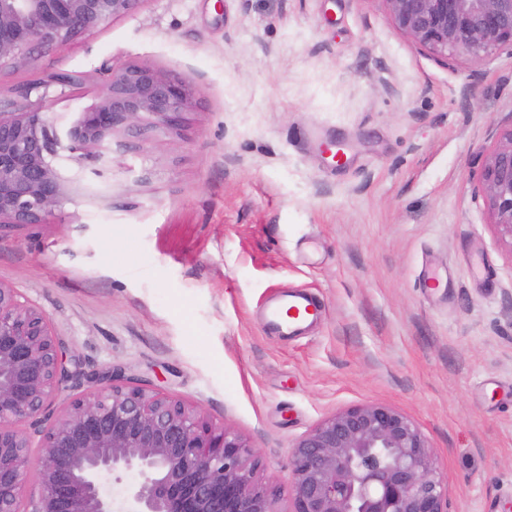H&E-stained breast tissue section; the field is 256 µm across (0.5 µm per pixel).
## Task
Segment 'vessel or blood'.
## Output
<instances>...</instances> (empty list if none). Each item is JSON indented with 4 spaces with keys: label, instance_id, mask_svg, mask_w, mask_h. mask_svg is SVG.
<instances>
[{
    "label": "vessel or blood",
    "instance_id": "b4317fda",
    "mask_svg": "<svg viewBox=\"0 0 512 512\" xmlns=\"http://www.w3.org/2000/svg\"><path fill=\"white\" fill-rule=\"evenodd\" d=\"M320 314L321 306L313 295L286 291L265 307L263 326L276 336H301Z\"/></svg>",
    "mask_w": 512,
    "mask_h": 512
}]
</instances>
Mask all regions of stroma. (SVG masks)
Returning <instances> with one entry per match:
<instances>
[{
	"label": "stroma",
	"instance_id": "obj_1",
	"mask_svg": "<svg viewBox=\"0 0 512 512\" xmlns=\"http://www.w3.org/2000/svg\"><path fill=\"white\" fill-rule=\"evenodd\" d=\"M137 64L194 87L182 130L61 157L69 198L0 231V284L80 370L123 367L233 428L280 492L298 436L385 404L427 437L449 512H512V246L476 190L512 127V47L432 54L383 0H143L0 72V96L75 74L48 110L63 129ZM284 289L323 309L305 335L263 328Z\"/></svg>",
	"mask_w": 512,
	"mask_h": 512
}]
</instances>
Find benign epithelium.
Wrapping results in <instances>:
<instances>
[{
    "instance_id": "benign-epithelium-1",
    "label": "benign epithelium",
    "mask_w": 512,
    "mask_h": 512,
    "mask_svg": "<svg viewBox=\"0 0 512 512\" xmlns=\"http://www.w3.org/2000/svg\"><path fill=\"white\" fill-rule=\"evenodd\" d=\"M143 0H0V70L43 46L64 49ZM395 28L429 52L484 60L512 45V0H383ZM73 79L61 72L0 98V229L47 224L67 197L54 165L81 160L120 129L176 132L194 90L149 64L107 70L99 103L60 137L47 111ZM479 191L512 245V128L490 151ZM69 370L48 316L0 284V512H448V487L426 436L383 404L340 410L291 446L288 508L258 477L259 453L232 428L131 378L104 373L66 406L31 451L26 424ZM136 480L119 496L121 474Z\"/></svg>"
}]
</instances>
